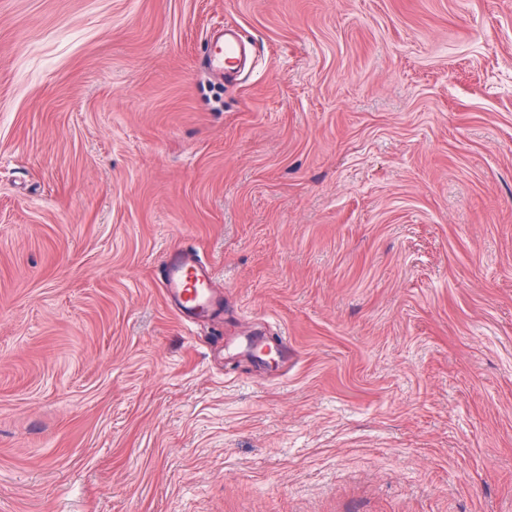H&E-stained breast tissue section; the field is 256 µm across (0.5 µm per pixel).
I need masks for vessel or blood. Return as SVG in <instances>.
<instances>
[{
    "label": "vessel or blood",
    "mask_w": 512,
    "mask_h": 512,
    "mask_svg": "<svg viewBox=\"0 0 512 512\" xmlns=\"http://www.w3.org/2000/svg\"><path fill=\"white\" fill-rule=\"evenodd\" d=\"M240 53V43L218 28L209 39L203 63L210 70L220 72ZM163 284L170 301L185 321L195 323L220 319L224 305L213 292L211 267L194 251L183 250L169 256L164 267Z\"/></svg>",
    "instance_id": "vessel-or-blood-1"
}]
</instances>
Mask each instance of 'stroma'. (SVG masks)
<instances>
[{"mask_svg":"<svg viewBox=\"0 0 512 512\" xmlns=\"http://www.w3.org/2000/svg\"><path fill=\"white\" fill-rule=\"evenodd\" d=\"M0 512H512V0H0ZM240 53V43L219 27L209 39L202 62L210 70L223 73L230 60H239ZM163 284L170 301L185 321L220 319L224 305L213 292L211 267L194 251L183 250L169 256Z\"/></svg>","mask_w":512,"mask_h":512,"instance_id":"35a3bbf8","label":"stroma"}]
</instances>
